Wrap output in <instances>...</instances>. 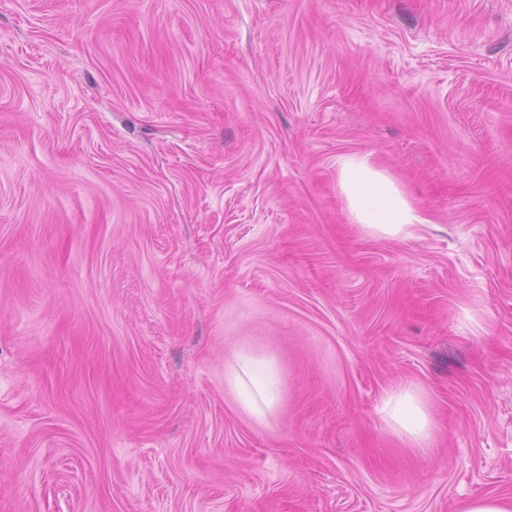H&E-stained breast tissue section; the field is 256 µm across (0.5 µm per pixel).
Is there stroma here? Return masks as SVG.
Returning a JSON list of instances; mask_svg holds the SVG:
<instances>
[{
    "instance_id": "35a3bbf8",
    "label": "stroma",
    "mask_w": 512,
    "mask_h": 512,
    "mask_svg": "<svg viewBox=\"0 0 512 512\" xmlns=\"http://www.w3.org/2000/svg\"><path fill=\"white\" fill-rule=\"evenodd\" d=\"M350 153L410 238L352 222ZM479 496L512 497V0H0V512ZM340 187L349 213L364 229L391 238L412 235V227L425 218L409 201L396 182L357 154L338 159ZM243 405L256 417H264L278 402L279 386L274 368L240 353L230 377ZM380 412L402 440L415 448H428L433 433V419L421 396L411 390L387 391Z\"/></svg>"
}]
</instances>
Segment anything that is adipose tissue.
I'll list each match as a JSON object with an SVG mask.
<instances>
[{"label": "adipose tissue", "mask_w": 512, "mask_h": 512, "mask_svg": "<svg viewBox=\"0 0 512 512\" xmlns=\"http://www.w3.org/2000/svg\"><path fill=\"white\" fill-rule=\"evenodd\" d=\"M340 187L347 208L364 229L391 238L411 236L424 218L396 182L357 154L340 157ZM243 405L255 416H265L278 402L279 386L274 368L241 352L230 377ZM380 411L395 434L416 448L429 447L433 419L421 396L411 390H391L384 394Z\"/></svg>", "instance_id": "1"}]
</instances>
